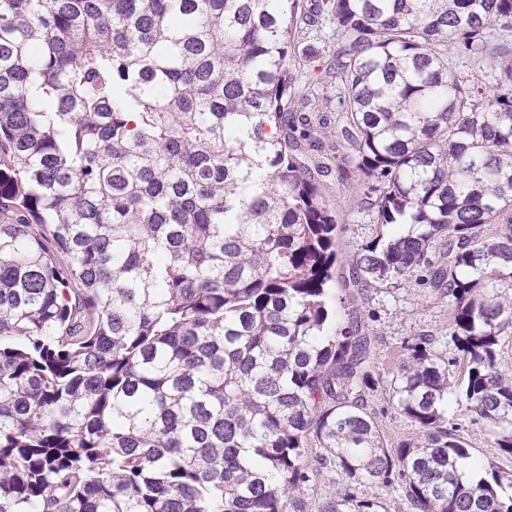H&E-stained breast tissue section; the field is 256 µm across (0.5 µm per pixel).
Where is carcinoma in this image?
Masks as SVG:
<instances>
[{
	"label": "carcinoma",
	"mask_w": 512,
	"mask_h": 512,
	"mask_svg": "<svg viewBox=\"0 0 512 512\" xmlns=\"http://www.w3.org/2000/svg\"><path fill=\"white\" fill-rule=\"evenodd\" d=\"M339 270L447 300L456 356L384 380ZM511 334L512 0H0V512H303L315 449L320 512H512L448 419L512 456ZM342 224H347V231L344 234L343 242L346 246H352L354 242L375 235V225L369 222L367 216L362 214L352 215L350 212L342 211ZM384 392L383 390V394L377 393V395L371 396L367 401L369 409L376 413L384 439L388 445H393L399 439L412 436L415 427L412 422L393 409ZM338 480V475L334 471L324 470L323 473L315 478L313 490L306 496V511L317 512L318 506L326 497H329L334 487V482Z\"/></svg>",
	"instance_id": "obj_1"
}]
</instances>
